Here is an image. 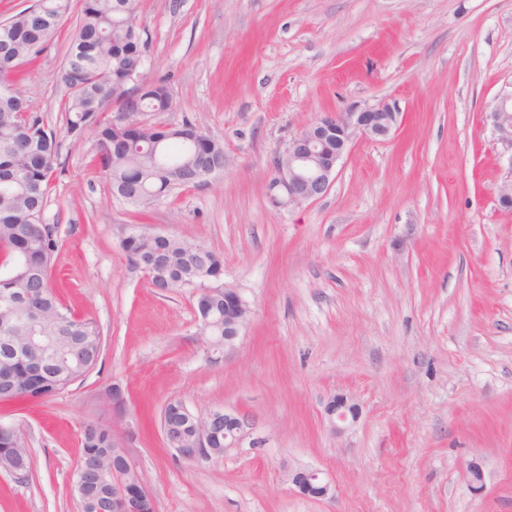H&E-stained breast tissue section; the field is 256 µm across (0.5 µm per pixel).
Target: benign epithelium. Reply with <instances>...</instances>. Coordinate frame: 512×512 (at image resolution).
I'll list each match as a JSON object with an SVG mask.
<instances>
[{"instance_id": "obj_1", "label": "benign epithelium", "mask_w": 512, "mask_h": 512, "mask_svg": "<svg viewBox=\"0 0 512 512\" xmlns=\"http://www.w3.org/2000/svg\"><path fill=\"white\" fill-rule=\"evenodd\" d=\"M399 113L386 102H378L349 112H326L316 122L292 138L285 148L288 165L279 157L272 161L270 179L274 199L283 205L298 206L324 197L336 179L340 160L356 139L386 140L398 130ZM500 140L512 145V94L500 97L490 112ZM252 313L249 302L234 288H224V346L229 347L239 336ZM179 411L195 422L197 430L187 439L173 438L180 418L162 414L161 432L176 455L187 462L211 458L210 443L224 429V447L239 445L244 436L245 421L233 412L214 410L204 416L192 412L185 404ZM330 428L344 433L358 416V407L343 394L330 397L326 405ZM135 466L122 448H114L112 460L103 462L87 481L77 474L74 492L80 512H154L150 492L141 478L130 473ZM288 481L305 496L324 498L331 486L321 472L314 468L298 467L288 471ZM106 484L110 489L112 508L107 503L93 506L88 489L91 484Z\"/></svg>"}]
</instances>
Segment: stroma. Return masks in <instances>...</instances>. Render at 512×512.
Masks as SVG:
<instances>
[{"instance_id": "obj_1", "label": "stroma", "mask_w": 512, "mask_h": 512, "mask_svg": "<svg viewBox=\"0 0 512 512\" xmlns=\"http://www.w3.org/2000/svg\"><path fill=\"white\" fill-rule=\"evenodd\" d=\"M80 10L16 89L59 142L53 279L103 350L60 393L0 406L31 455L27 475L0 469V512H78L89 424L114 429L155 512H512V211L497 200L512 146L488 118L512 93V0H137L146 75L173 95L164 121L191 120L226 153L223 173L146 209L113 196L92 136L67 133ZM381 100L400 114L394 137L355 140L323 198L270 199L294 135ZM136 227L222 257L252 308L223 354L199 334L195 288L158 291L129 264ZM337 393L359 407L341 435L324 413ZM173 400L239 414L240 447L179 459L160 430ZM296 467L320 469L330 494H299Z\"/></svg>"}]
</instances>
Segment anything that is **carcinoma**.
Returning a JSON list of instances; mask_svg holds the SVG:
<instances>
[{"label": "carcinoma", "mask_w": 512, "mask_h": 512, "mask_svg": "<svg viewBox=\"0 0 512 512\" xmlns=\"http://www.w3.org/2000/svg\"><path fill=\"white\" fill-rule=\"evenodd\" d=\"M41 9H24L0 28V294L30 287L19 284L29 273L39 289L29 302L39 311L45 335L65 337L43 349L49 378L36 385L27 359L15 348L24 329L0 316V363L13 372V385L0 391V403L39 402L66 389L60 373L69 356V376L76 380L97 364L101 335L96 323L75 315L57 297L51 261L58 248L55 227L43 219L50 174L57 160L56 134L14 89L18 68L35 59L54 36L69 0H41ZM149 39L138 21L135 0H82L81 17L69 47L62 81L70 90L65 102L68 132L91 134L95 160L109 179L112 194L148 208L176 189L197 186L224 172V143L185 120L174 135L166 124L129 112L127 76L144 72ZM173 105L169 88L149 81L141 95L146 112L160 114ZM129 263H156L199 288L196 307L204 341L224 335L223 259L205 245L183 237L133 230L121 241ZM24 445L17 428L0 422V448ZM113 448L112 433L87 426L80 444L82 466H96Z\"/></svg>", "instance_id": "obj_1"}]
</instances>
